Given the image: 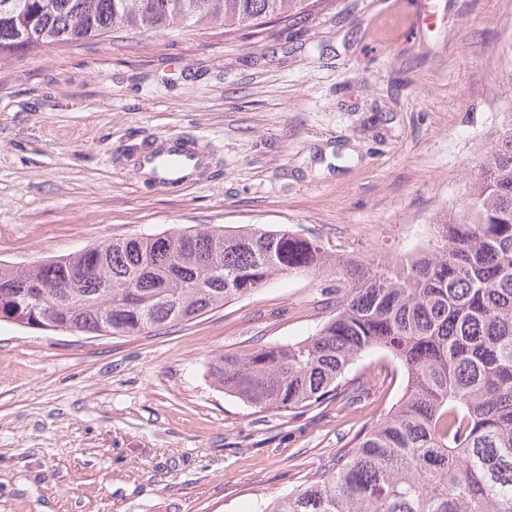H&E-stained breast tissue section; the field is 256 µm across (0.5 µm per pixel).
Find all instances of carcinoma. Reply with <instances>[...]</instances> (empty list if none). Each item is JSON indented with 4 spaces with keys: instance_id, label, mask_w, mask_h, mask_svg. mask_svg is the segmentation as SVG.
I'll use <instances>...</instances> for the list:
<instances>
[{
    "instance_id": "obj_1",
    "label": "carcinoma",
    "mask_w": 512,
    "mask_h": 512,
    "mask_svg": "<svg viewBox=\"0 0 512 512\" xmlns=\"http://www.w3.org/2000/svg\"><path fill=\"white\" fill-rule=\"evenodd\" d=\"M311 0H0V66L114 27L293 23ZM427 246L395 261L328 253L286 227L118 238L34 267L0 265V320L134 336L192 320L292 272H341L344 300L301 341L224 353L212 381L260 412L333 397L383 351L406 391L309 483L261 512H512V113Z\"/></svg>"
}]
</instances>
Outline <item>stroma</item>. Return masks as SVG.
<instances>
[{
    "label": "stroma",
    "mask_w": 512,
    "mask_h": 512,
    "mask_svg": "<svg viewBox=\"0 0 512 512\" xmlns=\"http://www.w3.org/2000/svg\"><path fill=\"white\" fill-rule=\"evenodd\" d=\"M512 111V0H318L297 25L115 30L0 69V263L31 267L183 227H285L390 260L465 198ZM198 140L203 172L138 176L143 144ZM335 274L137 336L0 321V512H256L402 396L382 352L361 401L258 413L214 388L217 355L296 342Z\"/></svg>",
    "instance_id": "35a3bbf8"
}]
</instances>
